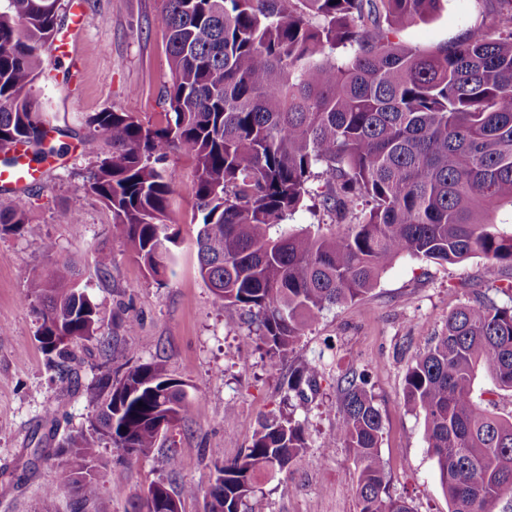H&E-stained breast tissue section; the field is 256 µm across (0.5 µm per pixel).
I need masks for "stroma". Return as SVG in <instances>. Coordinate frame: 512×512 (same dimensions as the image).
<instances>
[{"mask_svg": "<svg viewBox=\"0 0 512 512\" xmlns=\"http://www.w3.org/2000/svg\"><path fill=\"white\" fill-rule=\"evenodd\" d=\"M83 5L81 44L59 63L45 61L46 76L32 90L71 133L56 137L51 162L14 195L30 230L0 236V512H42L44 490L55 476L52 448L87 427L86 388L108 366L154 362L186 382L195 404L191 420L171 429L164 446L145 456L102 448L97 499L82 505L63 491L56 497L57 512H134L154 482L176 489L193 485L200 495L185 500L183 510L203 512L202 494L215 466L237 457L260 422L284 410L290 374L310 363L323 367L318 389L293 409L305 427L308 452L289 471L262 481L246 512H358L353 456L332 435L341 398L337 381L349 372L364 375L381 411L378 450L391 494L415 512H448L425 443L424 416L404 403L405 375L454 308L479 294L500 305L512 297L483 282L481 258L437 264L403 256L368 294L325 309L286 357L273 361L251 349L244 341L248 319L216 304L198 273L194 163L187 153L171 152L166 162L176 175L171 211L180 244L161 278L145 276L113 233L111 212L85 188L103 148L80 145L87 132L83 117L110 109L144 122L155 118L163 110L169 67L160 23L165 0ZM496 21L486 0H444L434 18L405 26L395 39L427 51ZM75 212L83 218L77 233L70 224ZM46 239L77 261L79 283L102 311L101 334L112 340L108 355L94 343L75 346L64 372L48 366L36 340L40 322L18 275L23 266L45 272ZM171 447L179 457L174 471L166 461Z\"/></svg>", "mask_w": 512, "mask_h": 512, "instance_id": "stroma-1", "label": "stroma"}]
</instances>
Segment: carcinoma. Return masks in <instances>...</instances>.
<instances>
[{
	"instance_id": "carcinoma-1",
	"label": "carcinoma",
	"mask_w": 512,
	"mask_h": 512,
	"mask_svg": "<svg viewBox=\"0 0 512 512\" xmlns=\"http://www.w3.org/2000/svg\"><path fill=\"white\" fill-rule=\"evenodd\" d=\"M442 0H165L170 80L166 111L143 123L127 112L86 117L84 141L107 147L86 180L112 213V226L146 274H165L178 246L170 217L174 176L163 167L183 150L194 161L192 220L198 272L216 303L248 316L246 339L271 357L293 350L326 308L373 288L397 258L456 263L483 259V278L512 268V0H490L500 19L430 51L390 34L434 15ZM60 0H0V149L27 144L37 154L65 130L37 108L31 90L42 56L63 25ZM316 197L336 224L270 234ZM28 224L13 200L0 199V235ZM46 275L19 270L41 321L38 342L62 372L71 344L100 341L101 317L77 285L74 259L51 240ZM512 390V305L484 296L450 314L445 328L406 373L404 397L425 417L449 512H494L512 499V414L473 396L478 371ZM310 364L288 389L314 386ZM342 393L333 435L357 469L359 512H414L393 497L377 445L382 416L367 380L355 373ZM87 432L55 449L52 503L68 490L83 501L98 492L99 448L145 455L157 447V421L189 420L194 404L164 364H140L120 376L107 369L86 389ZM143 406H138V403ZM302 424L290 417L261 424L251 445L215 467L209 512H242L264 478L307 453ZM154 483L147 512L160 496Z\"/></svg>"
}]
</instances>
